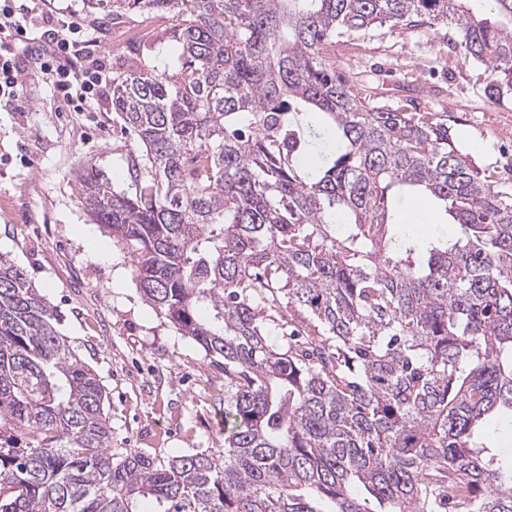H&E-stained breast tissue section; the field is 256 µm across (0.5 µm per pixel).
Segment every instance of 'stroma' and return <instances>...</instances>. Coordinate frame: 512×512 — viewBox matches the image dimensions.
<instances>
[{"label": "stroma", "mask_w": 512, "mask_h": 512, "mask_svg": "<svg viewBox=\"0 0 512 512\" xmlns=\"http://www.w3.org/2000/svg\"><path fill=\"white\" fill-rule=\"evenodd\" d=\"M33 21L75 19L105 65L114 45L154 29L135 15L115 25L83 0H33ZM447 29L373 26L336 57L364 96L447 119L459 149L498 185H512V118L484 88L488 68L464 61ZM22 86L0 99V253L25 268L62 316L60 330L100 379L114 455L193 453L224 442V375L204 351L143 300L127 249L88 216L76 173L88 166L128 188L126 156L135 141L104 87L91 111L73 112L19 49Z\"/></svg>", "instance_id": "1"}]
</instances>
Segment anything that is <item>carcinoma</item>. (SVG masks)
Segmentation results:
<instances>
[{
	"label": "carcinoma",
	"instance_id": "cac0c4a2",
	"mask_svg": "<svg viewBox=\"0 0 512 512\" xmlns=\"http://www.w3.org/2000/svg\"><path fill=\"white\" fill-rule=\"evenodd\" d=\"M85 0L172 25L112 68L134 191L79 177L145 301L224 372V447L116 457L104 389L0 253V512H512L479 428L512 418V188L448 122L370 105L327 56L444 26L512 96V0ZM424 198L453 236L420 240ZM273 312L282 339L266 334Z\"/></svg>",
	"mask_w": 512,
	"mask_h": 512
}]
</instances>
